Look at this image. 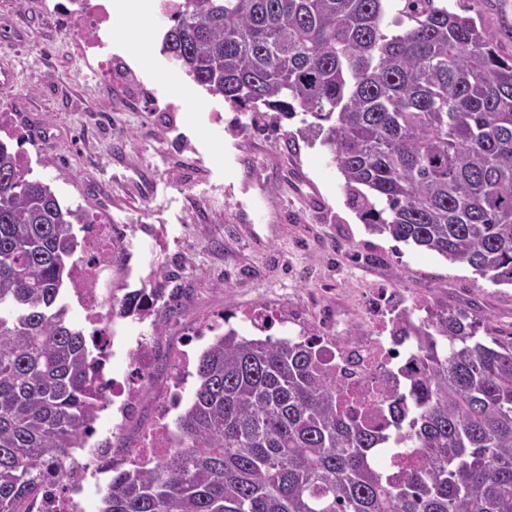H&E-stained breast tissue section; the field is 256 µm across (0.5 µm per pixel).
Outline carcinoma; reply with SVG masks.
<instances>
[{"label":"carcinoma","mask_w":512,"mask_h":512,"mask_svg":"<svg viewBox=\"0 0 512 512\" xmlns=\"http://www.w3.org/2000/svg\"><path fill=\"white\" fill-rule=\"evenodd\" d=\"M163 50L240 112L318 120L368 230L512 284V56L448 0H182ZM0 140V512H32L48 465L105 407L104 342L67 319L79 205ZM148 289L112 316H150ZM428 301L395 340L417 371L355 414L315 342L229 326L196 362L174 442L112 467L99 512H512V332ZM419 449L380 464L385 445Z\"/></svg>","instance_id":"1"}]
</instances>
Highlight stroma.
<instances>
[{
	"label": "stroma",
	"mask_w": 512,
	"mask_h": 512,
	"mask_svg": "<svg viewBox=\"0 0 512 512\" xmlns=\"http://www.w3.org/2000/svg\"><path fill=\"white\" fill-rule=\"evenodd\" d=\"M468 16L512 55V0H461ZM151 70L143 71L160 113L145 124L126 109L114 79L97 80L72 53L69 33L42 15L41 0H0V108L12 132L34 151L33 178L53 181L62 202L95 213L112 201L133 268L128 290L156 289L160 330L137 317L113 329L127 347L148 339V391L123 422L96 426L114 460L141 447L154 401L174 377L172 353L203 320L270 308L309 336L323 335L325 308L344 293L356 323L383 289L438 301L512 328V285L494 284L468 266L367 231L347 205L344 180L319 142L299 135V119L255 114L247 130L222 97L200 95L190 78L181 93L152 69H173L161 52L172 22L151 16ZM196 153L202 166H187Z\"/></svg>",
	"instance_id": "obj_1"
}]
</instances>
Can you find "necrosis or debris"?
Segmentation results:
<instances>
[{"label":"necrosis or debris","mask_w":512,"mask_h":512,"mask_svg":"<svg viewBox=\"0 0 512 512\" xmlns=\"http://www.w3.org/2000/svg\"><path fill=\"white\" fill-rule=\"evenodd\" d=\"M44 13L56 27L81 32L75 52L100 76L109 73L108 62L101 53L102 32L111 26L108 0L90 4L89 0H50ZM83 240L78 246V259L73 267L70 286L76 303L88 312L98 327L107 332L106 347L116 344L112 336V311L108 301L112 296V247L117 231L112 224L111 208H104L83 227ZM398 291L385 293L380 309L368 311V323L356 336L350 335L347 310L336 306L335 337L320 336L316 346L322 350L326 363L336 373V379L351 396L365 406L380 401L384 394L401 382L400 370L409 358L404 345L394 343L389 335L391 319L402 304ZM147 347L137 349V370L123 379L108 378L106 391L111 400L120 401L126 410H133L149 388L146 369ZM176 396L167 394L156 401V421L147 443L136 449L132 459L144 463L161 457L172 443L168 417Z\"/></svg>","instance_id":"necrosis-or-debris-1"}]
</instances>
